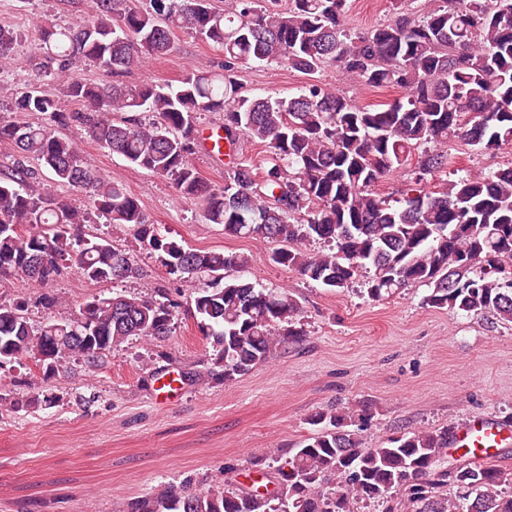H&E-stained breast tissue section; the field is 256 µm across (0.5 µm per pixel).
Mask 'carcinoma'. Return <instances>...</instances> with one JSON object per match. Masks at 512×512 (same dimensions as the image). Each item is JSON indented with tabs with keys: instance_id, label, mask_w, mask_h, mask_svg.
Masks as SVG:
<instances>
[{
	"instance_id": "obj_1",
	"label": "carcinoma",
	"mask_w": 512,
	"mask_h": 512,
	"mask_svg": "<svg viewBox=\"0 0 512 512\" xmlns=\"http://www.w3.org/2000/svg\"><path fill=\"white\" fill-rule=\"evenodd\" d=\"M92 0L68 25L40 26L43 73L60 95L38 83L14 94L15 113L39 123L0 120V141L19 158L0 177V283L23 275L44 288L71 270L96 283L143 277L148 255L180 284L79 304L80 319L35 325L28 303H0V370L17 363L47 378L70 360L97 368L133 337L161 342L176 333L187 307L210 344L201 368L182 375L200 384H230L304 335L302 307L288 290H271L228 271L250 258L184 245L149 222L138 199L103 177L56 127L79 125L133 167L169 179L179 194L203 201L206 220L234 238L283 243L272 261L343 291L363 278L380 301L412 284L428 287L429 308L490 312L512 323V166L486 175L443 179L454 137L480 149L512 143V0H457L415 16L391 0L392 18L367 32L347 27L349 0H234L218 12L209 0ZM194 34L224 56L222 72L192 71L179 84H126L115 77L168 53L174 31ZM19 34L0 26V67L14 60ZM250 61L305 74L332 66L369 90L404 96L359 105L313 81L295 94H242L235 70ZM90 64L114 78L96 83L74 75ZM73 105L66 112L60 98ZM125 117L116 121L112 113ZM199 112L223 114L224 140L245 135L265 148L259 164L241 158L210 186L191 161ZM158 115L144 121L141 114ZM43 165L61 185L86 197L105 225L129 235L125 245L87 227L88 213L40 193ZM413 166L400 197L375 190L389 174ZM323 243L322 250L307 248ZM0 389V407L18 412L60 397L20 396ZM367 414L349 407L309 417L316 430L284 462L253 456L247 468L273 484L195 489L168 483L129 500L123 512H512V472L462 453L448 463L452 425L404 432L365 445Z\"/></svg>"
}]
</instances>
